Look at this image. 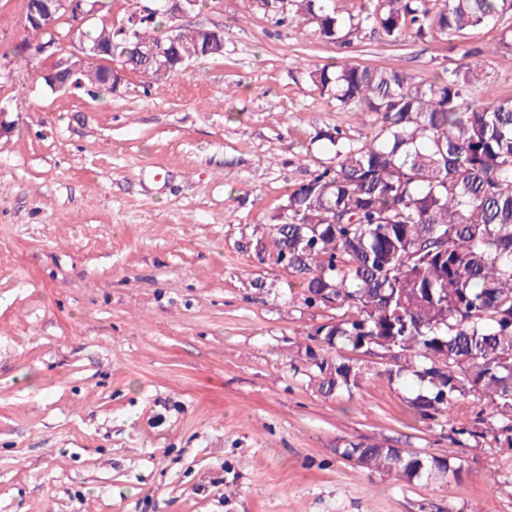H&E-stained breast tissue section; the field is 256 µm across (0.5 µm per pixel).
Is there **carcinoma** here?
Listing matches in <instances>:
<instances>
[{
	"instance_id": "obj_1",
	"label": "carcinoma",
	"mask_w": 512,
	"mask_h": 512,
	"mask_svg": "<svg viewBox=\"0 0 512 512\" xmlns=\"http://www.w3.org/2000/svg\"><path fill=\"white\" fill-rule=\"evenodd\" d=\"M506 0H377L347 18L335 0H249L274 26H308L326 43L349 48L366 30L392 42L459 37L499 16ZM101 22L79 31L66 58L84 46L112 43L104 60L161 81L184 67L179 57L205 52L208 35L173 29L157 13L127 41ZM171 55L162 67L141 43ZM480 48L431 79L344 57L308 71L320 96L340 111L374 116V131L356 139L336 126L317 133L335 147L327 165L288 189L273 216L277 263L299 280L305 302L328 300L338 314L317 326L305 346L309 380L325 396L352 394L367 368L336 346L389 357L378 372L403 384L406 403L424 421L451 415L474 397L491 408L512 447V97L472 96L482 74ZM85 84L110 90L101 76L60 74L59 91ZM479 410L458 435L480 436ZM359 466L408 484L435 481L460 468L449 459L378 444L350 442Z\"/></svg>"
}]
</instances>
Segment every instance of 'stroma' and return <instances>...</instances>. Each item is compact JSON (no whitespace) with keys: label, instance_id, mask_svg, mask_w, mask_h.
Returning <instances> with one entry per match:
<instances>
[{"label":"stroma","instance_id":"obj_1","mask_svg":"<svg viewBox=\"0 0 512 512\" xmlns=\"http://www.w3.org/2000/svg\"><path fill=\"white\" fill-rule=\"evenodd\" d=\"M25 0H0V512H512V448L493 423L456 444L379 375L352 396L311 384L307 306L271 254L291 185L329 162L318 131L371 125L313 91L308 66L349 56L427 78L512 32V9L460 39L341 50L274 28L247 0H205L188 26L224 54L114 92L51 91ZM476 94L512 96V58ZM464 461L403 483L343 458L346 442Z\"/></svg>","mask_w":512,"mask_h":512}]
</instances>
